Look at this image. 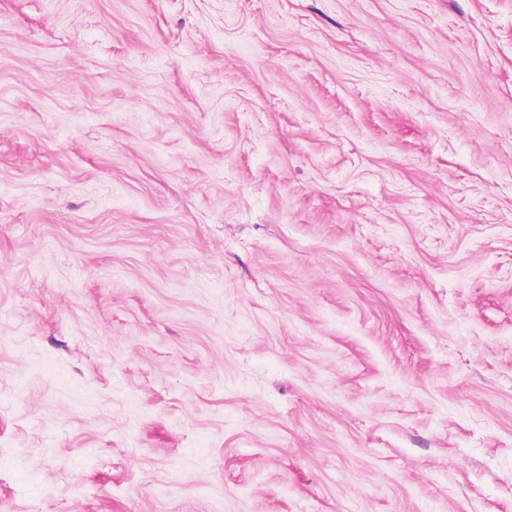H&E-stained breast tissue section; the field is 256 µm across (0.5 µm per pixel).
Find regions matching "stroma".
<instances>
[{
	"mask_svg": "<svg viewBox=\"0 0 512 512\" xmlns=\"http://www.w3.org/2000/svg\"><path fill=\"white\" fill-rule=\"evenodd\" d=\"M512 512V0H0V512Z\"/></svg>",
	"mask_w": 512,
	"mask_h": 512,
	"instance_id": "1",
	"label": "stroma"
}]
</instances>
